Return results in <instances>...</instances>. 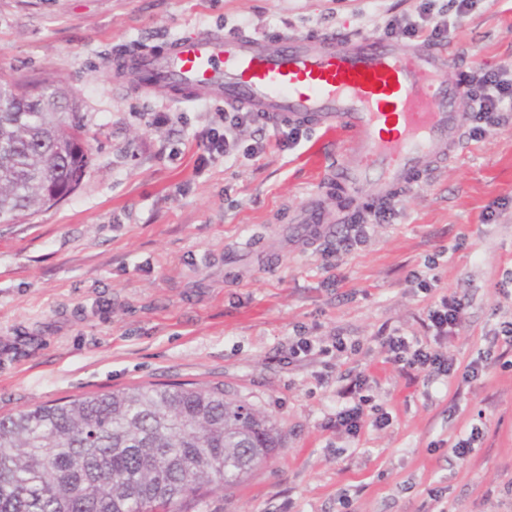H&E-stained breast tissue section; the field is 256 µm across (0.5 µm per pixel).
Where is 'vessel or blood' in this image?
<instances>
[{"label":"vessel or blood","instance_id":"obj_1","mask_svg":"<svg viewBox=\"0 0 512 512\" xmlns=\"http://www.w3.org/2000/svg\"><path fill=\"white\" fill-rule=\"evenodd\" d=\"M447 62L446 51L428 43L331 34L269 44L205 30L119 68L183 102L218 100L276 122L346 129L354 160L337 176L352 190L370 188L381 205L460 146L465 88L445 79Z\"/></svg>","mask_w":512,"mask_h":512}]
</instances>
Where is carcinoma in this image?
Wrapping results in <instances>:
<instances>
[{
	"instance_id": "cac0c4a2",
	"label": "carcinoma",
	"mask_w": 512,
	"mask_h": 512,
	"mask_svg": "<svg viewBox=\"0 0 512 512\" xmlns=\"http://www.w3.org/2000/svg\"><path fill=\"white\" fill-rule=\"evenodd\" d=\"M56 80L0 82V223L69 194L90 165ZM283 437L224 387L138 385L0 417V512H219Z\"/></svg>"
}]
</instances>
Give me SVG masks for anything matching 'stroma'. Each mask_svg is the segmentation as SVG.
<instances>
[{
    "label": "stroma",
    "mask_w": 512,
    "mask_h": 512,
    "mask_svg": "<svg viewBox=\"0 0 512 512\" xmlns=\"http://www.w3.org/2000/svg\"><path fill=\"white\" fill-rule=\"evenodd\" d=\"M416 0H0V80L56 78L79 101L92 149L80 186L0 224V415L137 384L223 386L278 424L284 446L222 512H512V368L487 361L512 318V115L462 146L386 222L367 190L336 181L342 131L304 126L299 145L200 156L219 101L184 103L115 70L118 57L205 29L380 36ZM445 76L468 83L512 63V0H477L443 42ZM168 122L150 126L153 113ZM324 218L311 225L313 214ZM367 232L337 248L336 227ZM467 320L443 344L471 380L387 361L381 336L428 339L441 298ZM342 336L354 354L291 356L302 336ZM389 412L358 437L329 425L344 377ZM480 428L466 460L452 444ZM439 497H430V490Z\"/></svg>",
    "instance_id": "1"
}]
</instances>
